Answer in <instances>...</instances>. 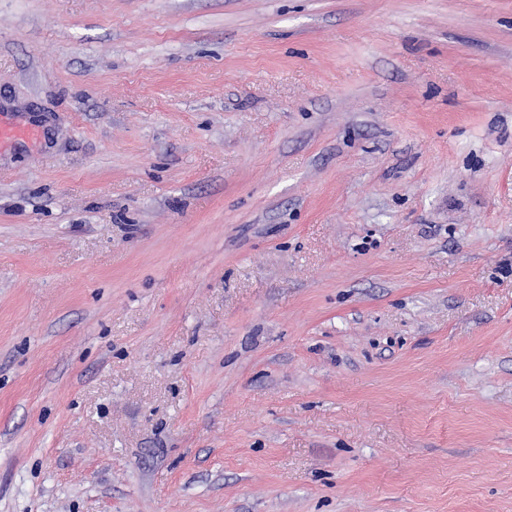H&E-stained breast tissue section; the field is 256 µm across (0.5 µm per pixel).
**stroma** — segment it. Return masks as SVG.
I'll list each match as a JSON object with an SVG mask.
<instances>
[{
	"label": "stroma",
	"instance_id": "35a3bbf8",
	"mask_svg": "<svg viewBox=\"0 0 512 512\" xmlns=\"http://www.w3.org/2000/svg\"><path fill=\"white\" fill-rule=\"evenodd\" d=\"M0 512H512V0H0Z\"/></svg>",
	"mask_w": 512,
	"mask_h": 512
}]
</instances>
